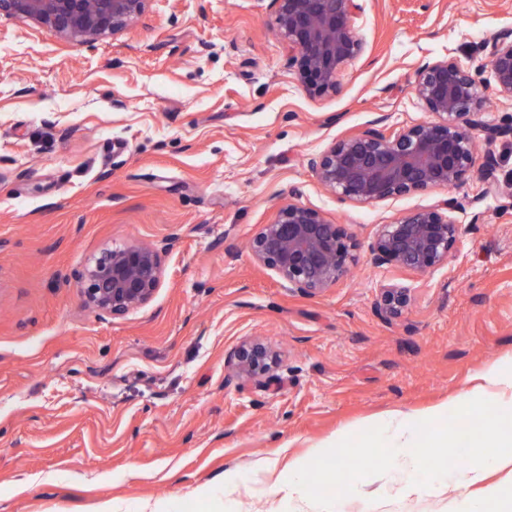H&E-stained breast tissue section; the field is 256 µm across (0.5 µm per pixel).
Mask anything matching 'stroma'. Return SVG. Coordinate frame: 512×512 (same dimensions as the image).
Returning a JSON list of instances; mask_svg holds the SVG:
<instances>
[{"label":"stroma","mask_w":512,"mask_h":512,"mask_svg":"<svg viewBox=\"0 0 512 512\" xmlns=\"http://www.w3.org/2000/svg\"><path fill=\"white\" fill-rule=\"evenodd\" d=\"M362 53L336 91L306 92L272 0H148L92 43L0 15V512H287L264 492L284 467L396 413L431 410L512 366V138L459 187L373 203L320 184L311 157L371 123L435 121L412 81L453 58L486 84L485 123L512 122L490 91L491 38L512 0H361ZM346 225L359 250L307 296L249 243L288 197ZM456 197L464 233L425 274L378 264L383 225ZM161 250L153 298L119 318L86 304L78 272L102 252ZM410 288L384 319L379 288ZM273 380L232 378L243 340ZM401 464L357 482L342 512H455L459 473L399 493Z\"/></svg>","instance_id":"stroma-1"}]
</instances>
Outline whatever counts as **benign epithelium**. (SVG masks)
<instances>
[{
  "instance_id": "benign-epithelium-1",
  "label": "benign epithelium",
  "mask_w": 512,
  "mask_h": 512,
  "mask_svg": "<svg viewBox=\"0 0 512 512\" xmlns=\"http://www.w3.org/2000/svg\"><path fill=\"white\" fill-rule=\"evenodd\" d=\"M148 0H0V15L27 18L61 38L93 42L140 17ZM275 29L288 40L307 92L325 94L337 88L342 67L362 52L351 19L358 0H275ZM489 68L495 94L512 101V32L503 31L490 44ZM413 90L436 122L417 123L398 131L370 127L334 143L310 159L319 182L342 198L371 203L419 193L435 187L454 189L468 177L476 137L491 145L512 136L509 126L481 120L485 86L455 59L420 66ZM497 159L484 156L483 175L498 185ZM458 208L450 197L433 208L411 211L383 226L373 253L380 264L425 273L446 262L462 234L448 216ZM359 243L343 224L295 201L284 203L275 218L262 225L250 250L262 266L274 271L300 294L330 287L355 259ZM163 258L148 245L130 244L102 255L78 274L86 302L98 314L120 317L148 303L161 285ZM410 289L390 284L379 289L376 308L386 319L402 316ZM239 379L267 378L272 356L256 339L240 343L230 355Z\"/></svg>"
}]
</instances>
